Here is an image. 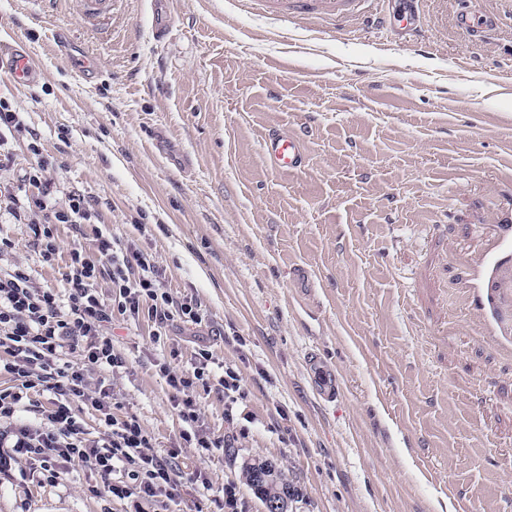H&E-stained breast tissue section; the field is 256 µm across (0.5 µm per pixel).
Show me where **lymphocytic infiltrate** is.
<instances>
[{"mask_svg": "<svg viewBox=\"0 0 512 512\" xmlns=\"http://www.w3.org/2000/svg\"><path fill=\"white\" fill-rule=\"evenodd\" d=\"M45 163L30 168L22 187L0 190L9 214L19 222L31 215L51 216V225L36 229L44 261L55 258L59 247L52 224H87L93 212L85 196L70 194L57 204L44 183ZM97 250L110 266L112 298L104 300L95 287L102 270L88 260L82 249L70 253L63 290L39 289L28 269L17 266L0 273V375L9 376V387L0 389V419L20 417V424L0 432V474L8 473L16 456L37 461L47 480L60 477L64 463L79 461L107 479L108 492L127 503L128 512H146L156 498H174L179 481L171 465L150 454L152 436L134 416L116 417L113 395L106 382L90 385L88 368L106 373L121 366L114 352L108 326L112 321L152 317L155 336H162L169 321L179 319L202 324L205 315L190 297L180 299L162 288L159 269L152 255L121 239L98 236ZM212 353L199 349L194 360L182 368L170 361L158 364L167 384L180 394L176 404L184 423L182 438L199 448L222 447L223 438L199 434L198 399L201 393L220 386L224 392L240 390V377L233 368L222 375L211 369ZM49 394L48 406L30 407L34 393ZM88 403L111 431L104 443H92L73 412L76 403ZM122 469L125 478L110 477Z\"/></svg>", "mask_w": 512, "mask_h": 512, "instance_id": "1", "label": "lymphocytic infiltrate"}]
</instances>
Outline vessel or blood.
I'll use <instances>...</instances> for the list:
<instances>
[{"label":"vessel or blood","mask_w":512,"mask_h":512,"mask_svg":"<svg viewBox=\"0 0 512 512\" xmlns=\"http://www.w3.org/2000/svg\"><path fill=\"white\" fill-rule=\"evenodd\" d=\"M366 0H263L265 13L288 24L301 15L342 21L359 12ZM421 0H406L398 18L387 14H374L377 26L398 25L400 30L413 34L420 25ZM82 18L101 24L110 17L113 0H80ZM498 22L491 14L475 15L468 11L457 16L458 25L471 40H481ZM0 72L10 75L20 85L31 83L36 72L28 53L10 43L0 42ZM263 154L269 168L276 173L292 174L306 164L305 148L297 135L285 130L268 132L263 140ZM464 282L468 289L470 305L476 311L481 333L490 338L503 352H512V307L506 306L512 298V214L501 223L492 225L490 243L477 258L467 262ZM308 369L317 395L327 403L336 402L341 385L330 375L327 363L318 353L308 355Z\"/></svg>","instance_id":"b4317fda"}]
</instances>
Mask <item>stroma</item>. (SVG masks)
<instances>
[{"mask_svg": "<svg viewBox=\"0 0 512 512\" xmlns=\"http://www.w3.org/2000/svg\"><path fill=\"white\" fill-rule=\"evenodd\" d=\"M169 10L159 42L151 0H121L104 37L75 0H0V42L40 73L0 74L22 124L0 145V186L44 160L59 200L94 209L55 225L49 263L31 225L0 214V267L59 288L72 249L98 259L103 233L155 256L164 288L208 315L160 344L147 317L112 324L114 413L139 418L154 455L176 451L183 477L154 512H263L240 479L259 461L287 479L288 512H512V356L479 335L457 261L512 212V91L485 80L512 75V0H422L416 37L360 14L285 29L238 0ZM462 10L499 26L471 41ZM60 27L99 59L94 82L52 50ZM274 128L303 137L302 173L267 166ZM201 348L245 392L200 397L201 429L226 442L209 452L183 440L156 370ZM311 350L336 366L338 402L316 398ZM125 510L76 462L51 482L20 456L0 477V512Z\"/></svg>", "mask_w": 512, "mask_h": 512, "instance_id": "obj_1", "label": "stroma"}]
</instances>
